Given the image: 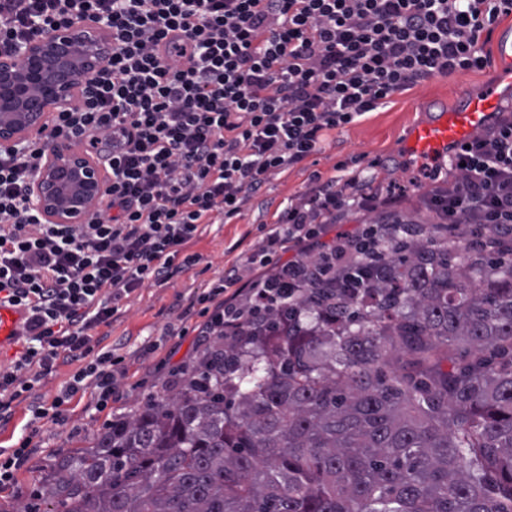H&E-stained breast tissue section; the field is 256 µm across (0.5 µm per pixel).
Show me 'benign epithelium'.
<instances>
[{
    "label": "benign epithelium",
    "mask_w": 512,
    "mask_h": 512,
    "mask_svg": "<svg viewBox=\"0 0 512 512\" xmlns=\"http://www.w3.org/2000/svg\"><path fill=\"white\" fill-rule=\"evenodd\" d=\"M111 50L105 26L76 24L0 54V146L41 136L52 115L79 102L83 86L107 66ZM108 187L90 156L59 139L49 147L29 199L48 223L79 224Z\"/></svg>",
    "instance_id": "obj_1"
}]
</instances>
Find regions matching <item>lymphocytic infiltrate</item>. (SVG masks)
Here are the masks:
<instances>
[{
    "label": "lymphocytic infiltrate",
    "mask_w": 512,
    "mask_h": 512,
    "mask_svg": "<svg viewBox=\"0 0 512 512\" xmlns=\"http://www.w3.org/2000/svg\"><path fill=\"white\" fill-rule=\"evenodd\" d=\"M512 0H0V53L66 24L112 32V56L75 109L44 134L0 148V304L23 308L24 347L0 368V420L59 365L75 364L63 395L31 406L33 423L56 422L67 398L93 391L107 408L120 364L105 329L121 303L177 265L216 217H238L268 174L317 153L330 132L359 122L433 78L492 65L486 46ZM58 138L107 145L105 199L80 224H50L28 190ZM425 177L438 227L455 238L475 226L486 253L512 239V113L471 137ZM261 227L238 267L209 282L198 303L222 298L206 323L240 346L264 314L335 281L353 297L366 272L410 224H358L339 216L395 208L400 184L379 187L339 162Z\"/></svg>",
    "instance_id": "1"
}]
</instances>
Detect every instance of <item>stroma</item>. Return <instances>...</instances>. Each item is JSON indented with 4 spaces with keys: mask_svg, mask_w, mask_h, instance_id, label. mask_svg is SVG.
<instances>
[{
    "mask_svg": "<svg viewBox=\"0 0 512 512\" xmlns=\"http://www.w3.org/2000/svg\"><path fill=\"white\" fill-rule=\"evenodd\" d=\"M495 73V68L489 67L453 78H436L394 96L391 103L366 114L360 122L330 133L321 151L297 168L271 173L261 192L251 197L240 216L230 223L206 225L188 247L189 253L199 255V263L178 272L165 286L144 284L113 318L108 341L124 362L107 410L96 412L94 397L87 393L64 405L58 422L46 423L35 431L28 426L31 413L24 403L15 407L9 420L0 421V448L13 446L24 436L32 439L28 464L16 472L12 487L0 491V512H12L17 504L32 501L54 460L93 447L112 417L177 390L173 372L198 354L195 330L205 323L204 317L189 311L190 298L258 244L260 225L274 222L279 206L306 190L313 172L331 175L336 162L350 159L363 167L373 166L376 185H405L399 207L404 220L433 223V215L422 200L429 186L423 165L408 159L401 149L405 130L433 116L439 107L455 102L463 89L485 90L492 85Z\"/></svg>",
    "mask_w": 512,
    "mask_h": 512,
    "instance_id": "1",
    "label": "stroma"
}]
</instances>
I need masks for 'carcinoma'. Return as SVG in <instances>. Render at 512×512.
I'll return each mask as SVG.
<instances>
[{"mask_svg":"<svg viewBox=\"0 0 512 512\" xmlns=\"http://www.w3.org/2000/svg\"><path fill=\"white\" fill-rule=\"evenodd\" d=\"M53 465V512H512V256L422 224ZM462 341L478 353L455 359ZM407 356L402 373L386 356Z\"/></svg>","mask_w":512,"mask_h":512,"instance_id":"obj_1","label":"carcinoma"}]
</instances>
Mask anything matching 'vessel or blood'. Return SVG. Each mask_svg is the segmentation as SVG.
Masks as SVG:
<instances>
[{
  "instance_id": "obj_1",
  "label": "vessel or blood",
  "mask_w": 512,
  "mask_h": 512,
  "mask_svg": "<svg viewBox=\"0 0 512 512\" xmlns=\"http://www.w3.org/2000/svg\"><path fill=\"white\" fill-rule=\"evenodd\" d=\"M498 81L474 94L462 91L452 106L411 126L402 140L406 157L441 162L454 154L472 135L495 122L506 99L512 98V38L501 37L496 45ZM24 315L15 307L0 306V347L14 341Z\"/></svg>"
}]
</instances>
